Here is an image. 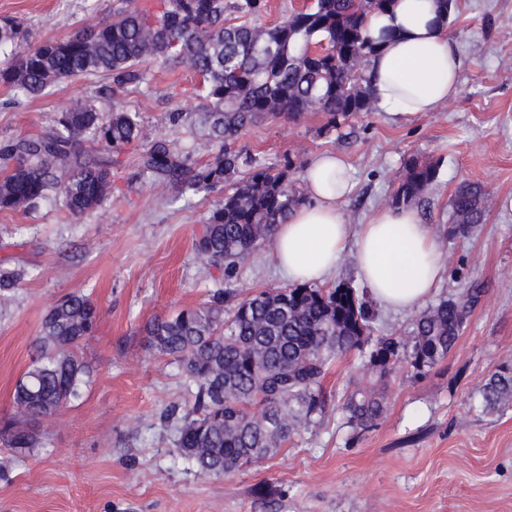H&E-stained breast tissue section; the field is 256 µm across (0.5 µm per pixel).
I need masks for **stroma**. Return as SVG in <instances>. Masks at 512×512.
<instances>
[{"label":"stroma","instance_id":"1","mask_svg":"<svg viewBox=\"0 0 512 512\" xmlns=\"http://www.w3.org/2000/svg\"><path fill=\"white\" fill-rule=\"evenodd\" d=\"M120 0H0V21L19 24L0 67L27 47L56 41L112 19ZM462 58L460 91L443 108L412 119L373 112L322 133V114L264 120L239 143L266 163L285 155L308 161L334 151L351 166L344 209L352 227L389 205L412 158L438 165L416 211L442 232L448 202L465 181L487 192V221L466 238L441 240L445 274L435 299L484 288L448 357L423 375L400 368L385 380V414L352 428L343 410L362 372L349 355L322 387L323 416L292 435L276 456L224 476L199 475L175 447L166 409L186 396L178 365L153 356L142 335L156 316L208 300L218 271L193 251L192 238L212 196H177L134 177L139 145L112 168L104 205L69 214L62 198L0 212V266L28 274L0 295V419L13 416V391L49 307L72 291L100 309L80 353L91 383L50 418H25L38 447L0 446V512H512V407L490 411L477 388L498 367H512V0H459L448 26ZM146 82L120 100L140 116L146 138L165 136L176 152L205 162L210 153L190 113L198 75L146 63ZM110 80L93 75L57 83L48 96L13 99L0 84V141L53 123L85 100L99 110ZM185 111L179 124L174 109ZM271 248L241 264L231 287L284 286Z\"/></svg>","mask_w":512,"mask_h":512}]
</instances>
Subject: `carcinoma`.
<instances>
[{
	"instance_id": "cac0c4a2",
	"label": "carcinoma",
	"mask_w": 512,
	"mask_h": 512,
	"mask_svg": "<svg viewBox=\"0 0 512 512\" xmlns=\"http://www.w3.org/2000/svg\"><path fill=\"white\" fill-rule=\"evenodd\" d=\"M392 0H314L280 21L258 26L266 0H161L158 12L122 0L112 21L82 28L14 56L0 69L3 83L24 98L50 93L63 80L103 74L110 95L146 80L140 65L156 59L188 69L202 84L195 115L211 159L199 166L164 138L142 145L135 177L182 195L220 192L194 234L196 256L234 277L238 267L271 245L277 225L307 202L295 174L302 162L258 160L238 141L264 120L326 116L327 130L373 111L369 63L378 42L365 33L369 14ZM143 139L139 114L115 106L104 114L78 101L50 126L0 142V211L62 198L80 216L106 199L112 165ZM438 165L410 159L391 206L411 207L434 183ZM479 183L459 186L449 201L447 239L468 237L486 220ZM25 272L0 269V293L16 288ZM484 289L442 298L419 313L412 334L373 335L372 303L349 281L331 288L291 284L257 292L219 286L200 308L156 317L146 326L158 357L176 362L187 397L164 418L179 422L176 448L202 475L231 474L276 454L301 427L326 409L321 382L337 358L358 353L369 376L348 396V421L367 426L385 412L378 388L402 364L423 374L455 347ZM99 311L83 293L61 296L42 320L30 365L13 400L27 417H50L79 394L90 370L78 348L97 328ZM485 407L512 406V368L500 367L479 386ZM37 438L15 420L0 423V444L32 448Z\"/></svg>"
}]
</instances>
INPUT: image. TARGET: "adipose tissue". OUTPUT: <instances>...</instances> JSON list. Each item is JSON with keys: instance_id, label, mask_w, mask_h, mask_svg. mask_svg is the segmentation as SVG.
Here are the masks:
<instances>
[{"instance_id": "obj_1", "label": "adipose tissue", "mask_w": 512, "mask_h": 512, "mask_svg": "<svg viewBox=\"0 0 512 512\" xmlns=\"http://www.w3.org/2000/svg\"><path fill=\"white\" fill-rule=\"evenodd\" d=\"M366 28L381 41L370 62L376 111L413 118L456 97L462 59L437 0H395L388 12L370 14ZM303 180L308 200L279 225L273 241L282 278L322 281L351 246L379 306L405 311L432 294L442 256L430 225L413 208H380L355 232L342 209L352 189L345 158L315 156Z\"/></svg>"}]
</instances>
